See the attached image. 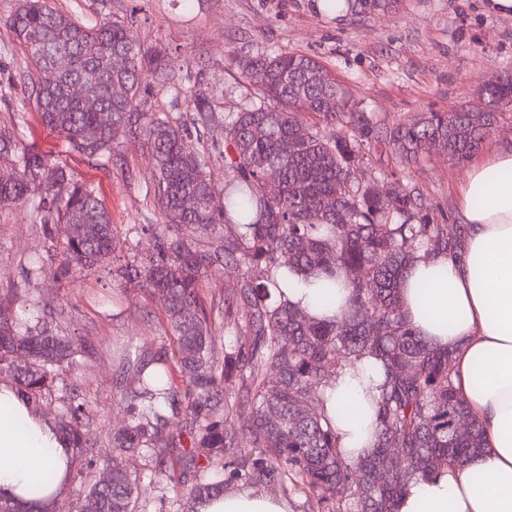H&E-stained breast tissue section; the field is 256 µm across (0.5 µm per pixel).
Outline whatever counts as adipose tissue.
Listing matches in <instances>:
<instances>
[{"instance_id": "ef3b65f1", "label": "adipose tissue", "mask_w": 512, "mask_h": 512, "mask_svg": "<svg viewBox=\"0 0 512 512\" xmlns=\"http://www.w3.org/2000/svg\"><path fill=\"white\" fill-rule=\"evenodd\" d=\"M467 227L461 247L415 262L400 288L411 329L454 352L455 386L483 428L485 447L464 466L413 483L398 512H512V148L472 164L458 187ZM290 303L316 318L340 315L350 291L292 279ZM380 378L369 360L344 369L324 390L341 446L355 456L375 442ZM71 449L53 425L0 384V497L23 512H51L68 490ZM57 471L52 486L45 472ZM199 512H294L285 497L247 487L208 499Z\"/></svg>"}]
</instances>
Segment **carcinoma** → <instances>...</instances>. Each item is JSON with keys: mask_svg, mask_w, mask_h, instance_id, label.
I'll return each instance as SVG.
<instances>
[{"mask_svg": "<svg viewBox=\"0 0 512 512\" xmlns=\"http://www.w3.org/2000/svg\"><path fill=\"white\" fill-rule=\"evenodd\" d=\"M401 3L326 0L324 8L379 16L397 13ZM7 22L29 64L0 85V100L23 90L68 153L105 165L121 129L142 140L155 160L153 195L165 223L132 224L122 240L93 186L79 182L65 160L20 145L16 125L0 126V198L26 202L50 242L47 258L23 265V279H38L50 261L57 279L70 283L110 261L117 287L144 277L165 296L172 348H130L118 360V371L133 375L134 384L117 389L129 420L113 433L112 447L144 460L166 481L178 512H198L204 500L224 493L227 475L269 492L290 482L315 495L311 512H396L411 481L461 466L483 449L480 424L455 388L453 351L410 330L400 301L407 268L448 253L456 233L423 223L414 191L396 184L382 194L355 181L352 170L365 143L408 165L419 163L430 144L469 159L512 109L511 73L483 84L476 106L388 128L310 56H234L254 94L224 117V143L208 145L201 133L218 119L209 100L172 73L162 49L141 44L132 22L110 14L81 22L48 0H18ZM63 55L68 66L56 72ZM73 86L93 90L98 106L87 108L71 95ZM167 89L188 100L191 126L151 111L150 98ZM320 122L339 130L324 135ZM257 128L263 135H254ZM216 154L228 172L219 206L210 172ZM273 165L280 177L268 182ZM185 224L208 236V248L180 237ZM227 266L238 268L242 280L224 298V318L241 311L245 322L221 357L202 291ZM338 272L350 288L341 316L317 319L284 299L289 278L331 281ZM11 296L22 315L0 319V371L13 373L17 395L33 403L63 371L85 363L89 349L62 333L41 297ZM363 359L381 377L377 440L351 460L324 410L323 387ZM181 414L192 437L190 481L170 465L179 442L168 427ZM462 420L468 430L459 433ZM55 426L65 447H87L81 406L59 401ZM243 430L255 434L250 450L240 445ZM395 448L408 459L401 468ZM139 479L135 471L115 470L109 484L83 485L74 512L87 501L98 512H147L138 501Z\"/></svg>", "mask_w": 512, "mask_h": 512, "instance_id": "obj_1", "label": "carcinoma"}]
</instances>
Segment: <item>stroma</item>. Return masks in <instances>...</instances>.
<instances>
[{"mask_svg":"<svg viewBox=\"0 0 512 512\" xmlns=\"http://www.w3.org/2000/svg\"><path fill=\"white\" fill-rule=\"evenodd\" d=\"M52 7L86 20L105 12L133 17L144 46L165 48L186 86L203 90L215 112L238 111L252 92L230 62L231 55L266 49L297 53L320 61L332 77L346 85L355 100L378 123L392 126L427 112L461 110L478 102L484 81L512 73V16L492 11L489 0H404L392 16L327 15L318 0H50ZM16 0H0V80L25 66L26 52L6 22ZM25 112L19 138L24 147L64 155L63 142L43 129L36 112L21 100L0 103V124ZM355 169L357 181L387 191L392 182L416 189L429 224H447L465 231L457 210V188L468 162L437 152L414 167L403 168L384 149L363 145ZM68 163L77 179L101 191L113 224H160L164 218L149 192L152 158L127 133L115 138L112 163L98 165L78 157ZM47 248L38 223L22 203L0 201V293L20 288L22 265ZM60 312L65 332L91 344L92 358L62 375L40 413L54 419L59 397L84 406L89 447L73 452V469L98 479L111 467L137 470L140 499L151 512H176L170 489L140 459L113 451L112 431L127 421L124 404L115 394L117 358L129 346L157 350L167 346L163 301L146 279L127 288L112 285L108 268L81 281L57 280L45 267L32 285Z\"/></svg>","mask_w":512,"mask_h":512,"instance_id":"1","label":"stroma"}]
</instances>
